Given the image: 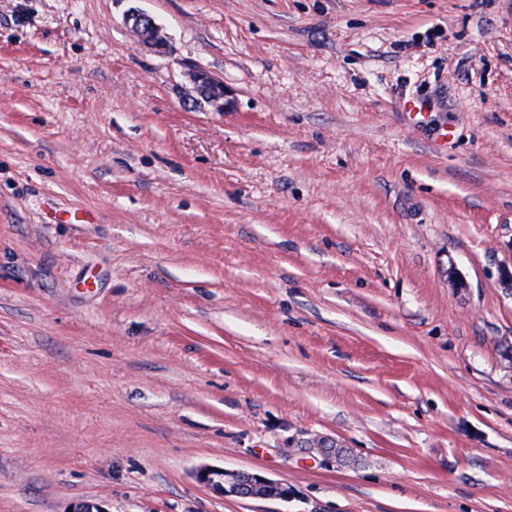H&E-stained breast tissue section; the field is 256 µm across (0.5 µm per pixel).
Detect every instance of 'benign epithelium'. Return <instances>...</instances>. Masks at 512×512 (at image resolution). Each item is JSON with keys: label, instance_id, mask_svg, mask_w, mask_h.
Wrapping results in <instances>:
<instances>
[{"label": "benign epithelium", "instance_id": "7a95c632", "mask_svg": "<svg viewBox=\"0 0 512 512\" xmlns=\"http://www.w3.org/2000/svg\"><path fill=\"white\" fill-rule=\"evenodd\" d=\"M126 22L143 44L158 53L166 52L165 37L151 17L139 11H133L127 15ZM187 77L191 92L204 97L212 111L229 112L233 109V93L224 86L223 81L201 69L191 70ZM196 479L200 484L223 497L244 496L260 499L269 497L286 501L295 495L293 488L287 484L248 471L204 467L196 472Z\"/></svg>", "mask_w": 512, "mask_h": 512}]
</instances>
